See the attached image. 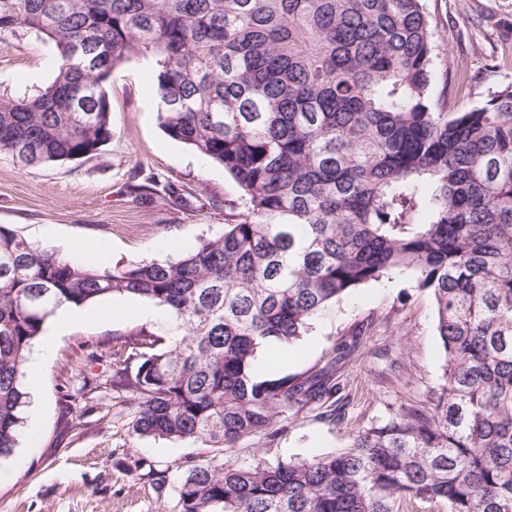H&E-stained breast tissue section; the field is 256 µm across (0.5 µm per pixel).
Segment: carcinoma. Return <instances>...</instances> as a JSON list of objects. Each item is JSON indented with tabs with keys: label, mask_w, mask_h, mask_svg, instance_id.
<instances>
[{
	"label": "carcinoma",
	"mask_w": 512,
	"mask_h": 512,
	"mask_svg": "<svg viewBox=\"0 0 512 512\" xmlns=\"http://www.w3.org/2000/svg\"><path fill=\"white\" fill-rule=\"evenodd\" d=\"M58 52L53 81L0 93V153L20 168L112 139L105 84L155 61L160 126L224 168V233L175 261L90 266L0 225V460L25 425L24 366L59 306L126 296L183 334L123 338L113 382L133 431L226 451L275 437L336 394V359L257 378L259 344L290 345L354 290L408 276L445 354L432 411L399 409L309 459L197 465L179 512H512V85L448 111L425 0H0V36Z\"/></svg>",
	"instance_id": "cac0c4a2"
}]
</instances>
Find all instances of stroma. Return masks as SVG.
I'll use <instances>...</instances> for the list:
<instances>
[{
    "instance_id": "35a3bbf8",
    "label": "stroma",
    "mask_w": 512,
    "mask_h": 512,
    "mask_svg": "<svg viewBox=\"0 0 512 512\" xmlns=\"http://www.w3.org/2000/svg\"><path fill=\"white\" fill-rule=\"evenodd\" d=\"M448 73V108L460 112L512 84V0H426ZM55 47L19 31L0 36V91L48 85ZM112 138L96 154L19 169L0 154V225L40 248L72 240L100 248L108 266L176 259L173 242L192 250L224 229L226 200L236 184L222 167L168 137L147 62L131 59L112 74ZM154 178L150 199L139 187ZM183 196L173 204L168 188ZM104 297L83 305L89 318L59 331L51 358L38 370L39 419L0 461V512H178L176 486L193 465L222 463V452L187 440L133 433V398L114 391L119 336L144 328L166 334L161 321L94 319L119 304ZM366 326L350 359L337 364L335 407L289 415L276 437H251L234 448L241 462L307 459L347 447L365 428L404 406L430 407L443 383L444 352L427 292L396 277L369 283L329 306L280 364L259 349L254 369L265 377L302 374L332 359L335 347Z\"/></svg>"
}]
</instances>
